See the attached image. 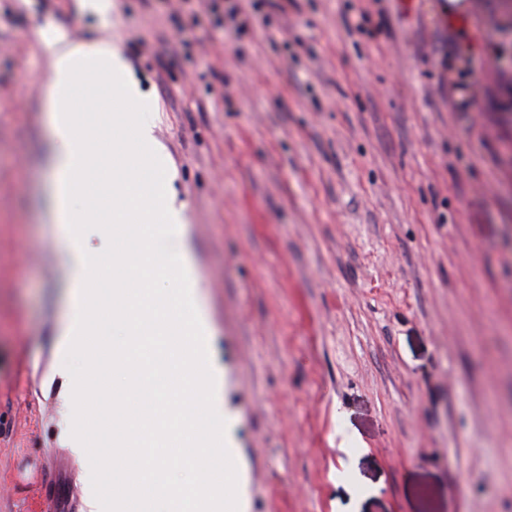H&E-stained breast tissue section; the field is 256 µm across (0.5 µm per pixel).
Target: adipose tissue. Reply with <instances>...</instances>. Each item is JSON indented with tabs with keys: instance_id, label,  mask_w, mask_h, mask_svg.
Masks as SVG:
<instances>
[{
	"instance_id": "ef3b65f1",
	"label": "adipose tissue",
	"mask_w": 512,
	"mask_h": 512,
	"mask_svg": "<svg viewBox=\"0 0 512 512\" xmlns=\"http://www.w3.org/2000/svg\"><path fill=\"white\" fill-rule=\"evenodd\" d=\"M43 51L51 70L52 209L62 229L70 286V321L61 333L60 349L65 359H81L66 375L70 448L86 473L98 469L99 459L86 454L87 406L102 363L128 381L164 378L162 395L153 398L146 414L124 418L114 427V452L136 465L111 493L113 512H126L143 497L152 507L165 501L163 512H184L188 502L198 503L201 512H220L224 472L214 455L224 408L199 348L210 327L199 309V282L188 256L160 246L185 224V212L171 202L166 184L145 197L122 179L112 182L106 215L75 210L90 176L112 150L102 131L81 122L75 112L76 88L107 86L137 110L151 103L110 41L76 42L59 34L44 42ZM104 218L114 229L133 224L138 232L137 260L124 270L125 286L118 291L126 335L112 342L99 336L105 310L99 290L101 263L87 245L88 227Z\"/></svg>"
}]
</instances>
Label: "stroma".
Wrapping results in <instances>:
<instances>
[{"label":"stroma","mask_w":512,"mask_h":512,"mask_svg":"<svg viewBox=\"0 0 512 512\" xmlns=\"http://www.w3.org/2000/svg\"><path fill=\"white\" fill-rule=\"evenodd\" d=\"M211 1L0 0V512H90L39 33L111 36L153 104L236 512H512V22Z\"/></svg>","instance_id":"obj_1"}]
</instances>
